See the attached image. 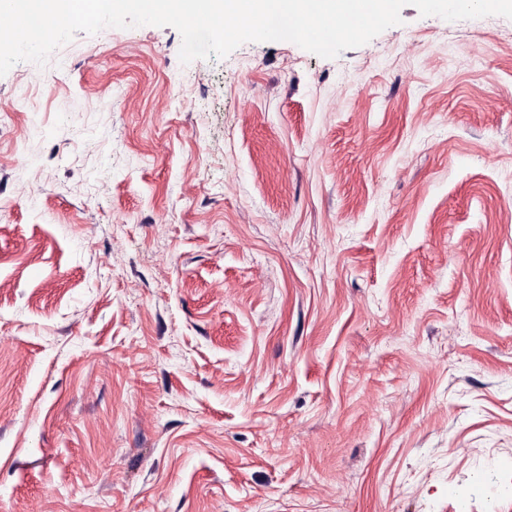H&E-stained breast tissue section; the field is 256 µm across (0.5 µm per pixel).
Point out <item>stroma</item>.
<instances>
[{"label": "stroma", "instance_id": "stroma-1", "mask_svg": "<svg viewBox=\"0 0 512 512\" xmlns=\"http://www.w3.org/2000/svg\"><path fill=\"white\" fill-rule=\"evenodd\" d=\"M401 18L0 77V512L512 496V19Z\"/></svg>", "mask_w": 512, "mask_h": 512}]
</instances>
